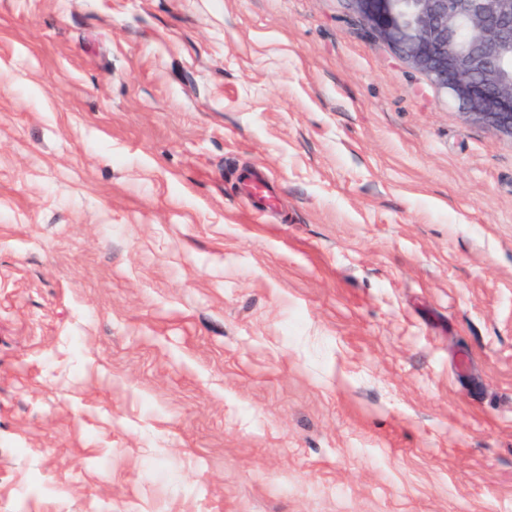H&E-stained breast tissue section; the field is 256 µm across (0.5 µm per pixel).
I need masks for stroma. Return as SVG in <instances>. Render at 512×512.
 <instances>
[{
  "label": "stroma",
  "mask_w": 512,
  "mask_h": 512,
  "mask_svg": "<svg viewBox=\"0 0 512 512\" xmlns=\"http://www.w3.org/2000/svg\"><path fill=\"white\" fill-rule=\"evenodd\" d=\"M0 512H512V140L345 0H0Z\"/></svg>",
  "instance_id": "1"
}]
</instances>
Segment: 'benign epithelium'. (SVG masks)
Wrapping results in <instances>:
<instances>
[{
    "label": "benign epithelium",
    "mask_w": 512,
    "mask_h": 512,
    "mask_svg": "<svg viewBox=\"0 0 512 512\" xmlns=\"http://www.w3.org/2000/svg\"><path fill=\"white\" fill-rule=\"evenodd\" d=\"M468 122L512 139V0H347Z\"/></svg>",
    "instance_id": "7a95c632"
}]
</instances>
